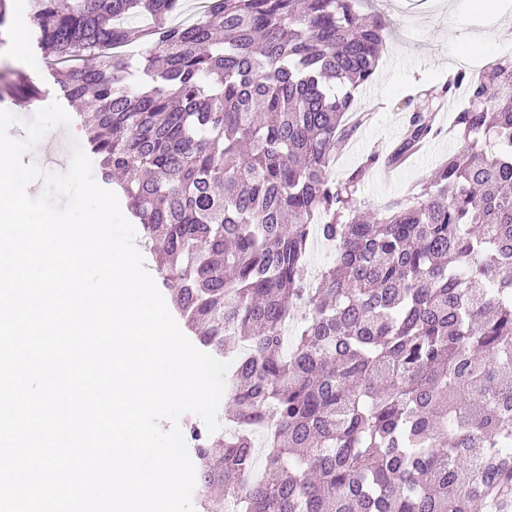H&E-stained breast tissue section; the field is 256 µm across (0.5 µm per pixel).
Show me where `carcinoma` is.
I'll use <instances>...</instances> for the list:
<instances>
[{"label": "carcinoma", "instance_id": "carcinoma-1", "mask_svg": "<svg viewBox=\"0 0 512 512\" xmlns=\"http://www.w3.org/2000/svg\"><path fill=\"white\" fill-rule=\"evenodd\" d=\"M207 2L173 24L183 0H28L180 315L238 349L232 431L187 424L199 512H512V59L408 98L394 148L336 180L370 119L338 86L371 81L385 20L362 0ZM460 88L465 146L362 214L360 184L436 137ZM9 91L40 98L19 72ZM316 240L335 256L310 281Z\"/></svg>", "mask_w": 512, "mask_h": 512}]
</instances>
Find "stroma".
Segmentation results:
<instances>
[{
    "label": "stroma",
    "instance_id": "1",
    "mask_svg": "<svg viewBox=\"0 0 512 512\" xmlns=\"http://www.w3.org/2000/svg\"><path fill=\"white\" fill-rule=\"evenodd\" d=\"M454 2L455 14L432 7L418 19L414 16L417 0H394L390 7L384 0H370L369 9L384 15L392 35L374 80L356 92L361 107L371 112L373 119L349 143L332 170L333 177L342 178L362 158L380 151L382 146L397 144L404 129V103L414 90L440 88L450 73L465 66L479 72L487 63L502 57L504 48H512V36L487 46L475 44V36L492 28L494 14L475 9L468 0ZM14 68L31 76L41 90L43 104L58 98L51 68L34 45H26L25 54L17 63L7 43H0V74ZM66 111L72 116L70 125L52 130L50 146L29 152L26 161L36 162L48 171L62 172L68 168L71 142H86L87 132L76 115V106L67 105ZM453 120V112L442 113L438 119L441 135L430 140L393 177L376 171L366 178L360 198L368 208H379L391 200L410 196L446 153L462 148V141L452 132Z\"/></svg>",
    "mask_w": 512,
    "mask_h": 512
}]
</instances>
